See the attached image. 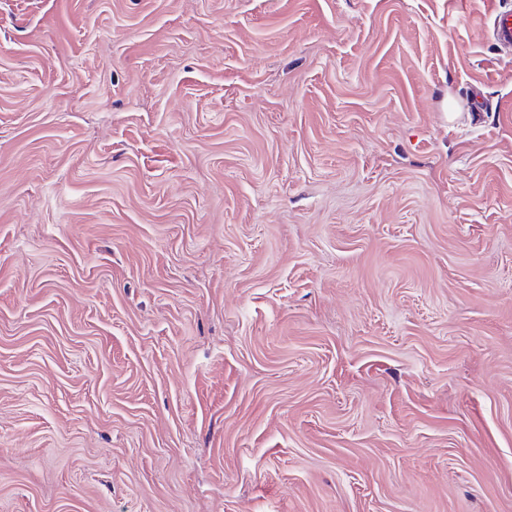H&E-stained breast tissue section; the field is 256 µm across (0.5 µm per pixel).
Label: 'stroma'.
<instances>
[{
	"label": "stroma",
	"instance_id": "stroma-1",
	"mask_svg": "<svg viewBox=\"0 0 512 512\" xmlns=\"http://www.w3.org/2000/svg\"><path fill=\"white\" fill-rule=\"evenodd\" d=\"M512 0H0V512H512Z\"/></svg>",
	"mask_w": 512,
	"mask_h": 512
}]
</instances>
